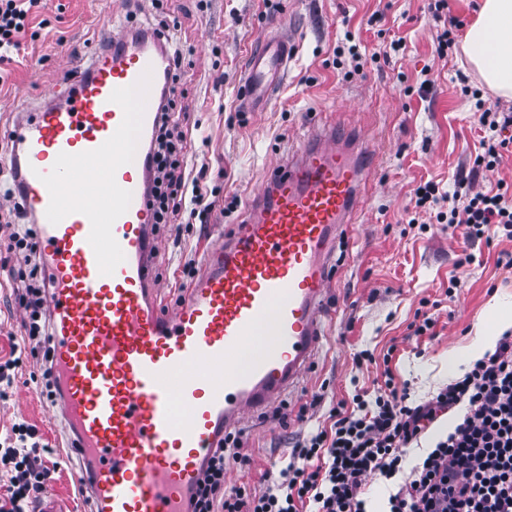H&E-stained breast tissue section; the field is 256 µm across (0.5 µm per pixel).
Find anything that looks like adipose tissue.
Here are the masks:
<instances>
[{"mask_svg": "<svg viewBox=\"0 0 512 512\" xmlns=\"http://www.w3.org/2000/svg\"><path fill=\"white\" fill-rule=\"evenodd\" d=\"M462 51L490 89L512 95V0H483Z\"/></svg>", "mask_w": 512, "mask_h": 512, "instance_id": "ef3b65f1", "label": "adipose tissue"}]
</instances>
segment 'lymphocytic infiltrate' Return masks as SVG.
Returning a JSON list of instances; mask_svg holds the SVG:
<instances>
[{
	"mask_svg": "<svg viewBox=\"0 0 512 512\" xmlns=\"http://www.w3.org/2000/svg\"><path fill=\"white\" fill-rule=\"evenodd\" d=\"M45 6V0H0L1 65L12 62L24 38L38 37L31 20ZM164 57L169 84L151 147L150 205L158 225L174 223L182 214L192 220L212 208L203 188L206 172L189 168L181 148L183 132L170 122L183 56L169 48ZM462 92L473 99V120L486 131L480 151L457 175L454 191L434 182L417 187L413 210L432 214L449 229H462L470 242L493 224L511 235L512 187L501 182L483 191L476 178L512 152V107L485 100L481 90L468 85ZM16 189V178H9L0 193L9 203L0 212V223L9 230L7 250L24 256V267L14 274L21 283L15 299L25 312L24 339L38 345L49 333L47 274L37 259L34 220L14 202ZM384 384V394L374 401L357 399L350 413L335 410L331 431L297 435L288 461L263 473L260 492L225 489L227 462H250L240 451V436H228L206 464L194 512H368L362 485L372 474L393 486L386 512H512V335L503 334L494 351L427 401L410 403L392 379ZM457 409L462 417L421 463L405 468L406 448ZM12 434L0 447V481L5 484L0 512H37L50 462L26 424H14Z\"/></svg>",
	"mask_w": 512,
	"mask_h": 512,
	"instance_id": "1",
	"label": "lymphocytic infiltrate"
}]
</instances>
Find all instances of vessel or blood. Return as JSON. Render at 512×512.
<instances>
[{
  "label": "vessel or blood",
  "instance_id": "1",
  "mask_svg": "<svg viewBox=\"0 0 512 512\" xmlns=\"http://www.w3.org/2000/svg\"><path fill=\"white\" fill-rule=\"evenodd\" d=\"M293 46L263 35L245 80L252 104L269 101ZM164 85L154 44L120 39L94 53L66 103L12 132L51 270V405L72 429V459L93 462V512H189L224 435L297 386L322 341L331 253L371 175L363 136L349 154L334 129H315L165 308L152 293L144 148ZM257 336L267 342L242 367L238 350Z\"/></svg>",
  "mask_w": 512,
  "mask_h": 512
}]
</instances>
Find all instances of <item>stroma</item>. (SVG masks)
Returning a JSON list of instances; mask_svg holds the SVG:
<instances>
[{
	"mask_svg": "<svg viewBox=\"0 0 512 512\" xmlns=\"http://www.w3.org/2000/svg\"><path fill=\"white\" fill-rule=\"evenodd\" d=\"M429 0H48L39 37L26 42L0 85V155L12 147L2 133L29 109L54 100L90 64L94 51L134 27H164L168 43L184 57L181 109L172 121L186 133V155L207 167V188L216 205L205 223L160 231L155 256L159 294L172 304L186 263L201 264L206 252L238 224L254 191L289 155L302 148L312 128H352L378 146L375 169L354 230L336 251L325 336L313 367L282 396L287 423L271 411L248 418L242 432L250 465L227 462L225 487H263L264 470L287 459L297 432L330 428L337 405L353 410L352 398L374 400L385 376L406 388L412 401L428 400L439 388L470 369L475 325L492 299L512 305V270L499 266L512 253V238L491 228L489 240L465 245L440 224L410 227L414 188L433 180L452 188L461 165L475 155L482 130L474 124L473 103L461 93L460 76L481 86L461 53L438 58L440 28ZM382 12V28L403 37L405 48L388 61L368 65L365 75L345 76L334 64V49L352 32L366 50L381 41L367 21ZM284 29L295 37L285 76L262 112L242 107L249 58L259 33ZM430 91H419L424 79ZM473 263L458 266L462 252ZM19 255L0 249V358L21 336L23 311L15 301L13 267ZM432 314L434 327L414 335L418 314ZM370 357L356 362L360 352ZM36 361L24 357L0 399V440L12 424L31 425L50 456L65 443L60 418L33 395ZM305 422H298V412ZM45 506L56 512H87L74 488V474L60 464L46 484Z\"/></svg>",
	"mask_w": 512,
	"mask_h": 512,
	"instance_id": "stroma-1",
	"label": "stroma"
}]
</instances>
